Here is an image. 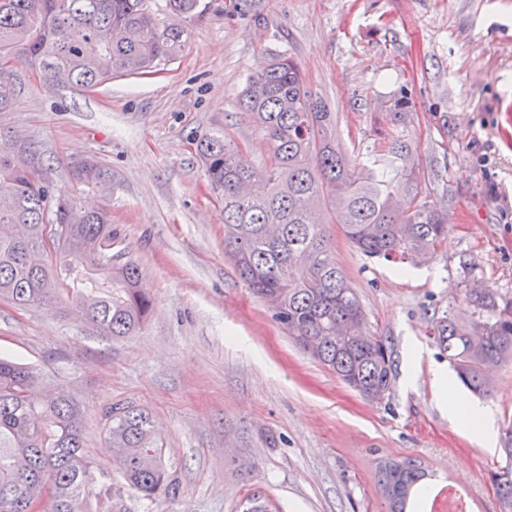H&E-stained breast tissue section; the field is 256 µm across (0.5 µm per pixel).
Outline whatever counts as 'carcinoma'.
Returning a JSON list of instances; mask_svg holds the SVG:
<instances>
[{
	"label": "carcinoma",
	"instance_id": "obj_1",
	"mask_svg": "<svg viewBox=\"0 0 512 512\" xmlns=\"http://www.w3.org/2000/svg\"><path fill=\"white\" fill-rule=\"evenodd\" d=\"M166 10L193 23L200 0H165ZM188 29L160 21L152 0H0V61L26 63L40 84L62 79L93 90L117 77L148 74L175 60ZM15 74L0 77V112L16 100ZM269 156L259 166L240 160L242 143L214 129L196 154L223 203L224 255L274 319L310 358L365 400L393 389L391 341L365 333L366 314L327 235L340 225L368 258L413 264L448 239V210L429 192L431 172L415 164L399 137L369 152L356 167L336 138L333 113L306 84L290 55L274 53L251 76L239 99ZM386 113L403 127L408 97ZM30 140L0 127V300L18 307L67 300L99 335L119 339L142 329L152 308L140 288L141 270L126 251L111 253L112 215L87 211L80 195L112 192V168L86 158L65 165ZM405 186L415 204L402 209ZM49 224L67 234L54 251L44 246ZM463 314L432 319V339L460 383L491 394L483 367L512 362V298L466 290ZM112 461L126 484L146 497L169 489L163 448L147 412L132 406L108 412ZM82 411L37 368L0 357V505L6 498L43 501L46 512H80L90 494L91 461L83 444ZM429 469L418 459L379 457L375 480L385 512H408ZM500 512H512V466L492 475Z\"/></svg>",
	"mask_w": 512,
	"mask_h": 512
}]
</instances>
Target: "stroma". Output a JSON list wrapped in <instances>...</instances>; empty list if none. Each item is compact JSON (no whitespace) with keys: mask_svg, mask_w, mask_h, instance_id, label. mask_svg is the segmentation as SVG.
<instances>
[{"mask_svg":"<svg viewBox=\"0 0 512 512\" xmlns=\"http://www.w3.org/2000/svg\"><path fill=\"white\" fill-rule=\"evenodd\" d=\"M183 52L152 74L92 91H51L20 75L0 113L60 159L110 165L108 207L118 246L138 263L153 312L134 336L96 335L65 304L20 309L0 301V354L41 369L80 402L92 461L84 512H383L373 460L421 458L457 485L472 512H499L492 474L504 466L449 419L434 376L450 372L434 344V312H464L466 289L512 296V0H206ZM292 55L336 118L341 147L365 162L400 128L431 193L448 202V239L425 264L357 253L328 227L338 264L369 329L390 337L395 378L374 404L309 358L224 256L222 205L195 154L213 128L244 144L253 165L266 141L237 96L269 54ZM472 261L464 273L463 261ZM477 399L495 426L512 419V363L492 368ZM151 413L173 490L142 498L112 468L105 414Z\"/></svg>","mask_w":512,"mask_h":512,"instance_id":"obj_1","label":"stroma"}]
</instances>
